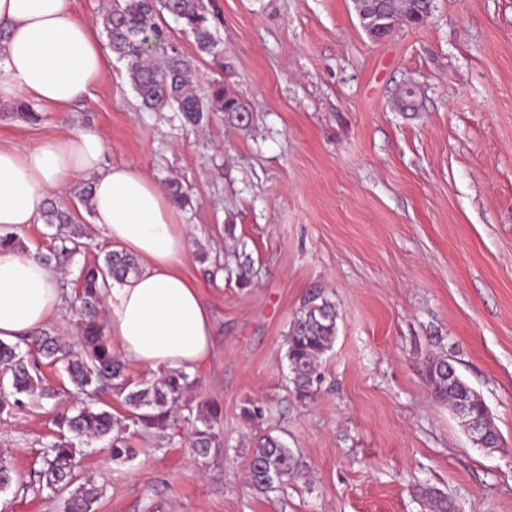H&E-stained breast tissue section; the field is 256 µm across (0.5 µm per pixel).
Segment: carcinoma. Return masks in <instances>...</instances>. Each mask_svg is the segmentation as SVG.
<instances>
[{"label": "carcinoma", "mask_w": 512, "mask_h": 512, "mask_svg": "<svg viewBox=\"0 0 512 512\" xmlns=\"http://www.w3.org/2000/svg\"><path fill=\"white\" fill-rule=\"evenodd\" d=\"M166 14L193 38L199 54L219 52L220 40L203 0H112L100 19L109 48L126 63L127 78L142 107L149 112H173L181 125L191 130L208 123L212 112L224 113L231 123H244L240 113L251 112L247 103L220 83L207 88L196 84L181 42L164 21ZM41 219L55 229L46 247L35 253L45 264L63 267L91 247L84 241L82 225L55 202H46ZM138 270L132 256L112 249L82 263L71 301L79 326V349L49 330L24 336L15 344L0 342V376L10 377L12 388L8 393L0 391V414L23 408L28 396L51 395L53 389L45 383L43 367L61 363L67 379L78 390L113 394L127 408L128 417H117L92 403L83 405L74 415L60 413L56 418L59 428L75 437L109 440L112 460L125 461L134 456L129 437L173 425L174 408L189 386L188 375L170 372L142 387L133 382L126 362L112 350L106 334L103 293L112 283ZM336 318V305L323 294L313 293L291 322L286 358L290 382L302 399L317 391L321 379L318 366L332 347ZM217 423L216 412H197L191 447L198 453L204 455L219 444ZM77 467L76 448L63 435L47 446L43 467L35 472L34 480L26 481L23 474L12 471L1 460L0 489L14 484L21 491L38 492L45 487L67 491V512H91L99 490L90 483H77ZM302 467L301 458L279 438L269 433L254 436L249 480L256 490L275 491L299 475Z\"/></svg>", "instance_id": "obj_1"}]
</instances>
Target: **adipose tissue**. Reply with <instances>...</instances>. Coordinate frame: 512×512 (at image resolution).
Here are the masks:
<instances>
[{
    "instance_id": "adipose-tissue-1",
    "label": "adipose tissue",
    "mask_w": 512,
    "mask_h": 512,
    "mask_svg": "<svg viewBox=\"0 0 512 512\" xmlns=\"http://www.w3.org/2000/svg\"><path fill=\"white\" fill-rule=\"evenodd\" d=\"M106 65L71 0H0V100L63 112L90 94ZM108 151L100 135L80 129L0 143V234L37 223L51 194L89 183L92 224L139 264L103 298L108 335L141 368L192 370L211 350L212 324L182 272L187 226L154 179L136 166L108 164ZM60 278L34 254L0 250V340L44 327L61 305Z\"/></svg>"
}]
</instances>
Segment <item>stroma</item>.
<instances>
[{
    "mask_svg": "<svg viewBox=\"0 0 512 512\" xmlns=\"http://www.w3.org/2000/svg\"><path fill=\"white\" fill-rule=\"evenodd\" d=\"M221 53L198 55V83L220 82L252 117L215 112L195 131L142 109L109 58L91 97L29 122L0 100V141L30 144L90 129L114 165L179 179L192 229L185 267L213 324L209 357L189 373L182 421L130 438L78 442L92 512H512V0H433L427 21L373 42L351 0H205ZM415 85L416 111L396 105ZM336 306V338L314 396L288 381L286 337L311 292ZM448 359L503 437L472 445L428 380ZM61 394L0 415V458L22 474L59 439ZM265 417L247 424L245 402ZM220 412V444L190 447L184 416ZM281 437L304 472L261 494L247 479L248 438ZM63 494L0 491V512H65Z\"/></svg>",
    "mask_w": 512,
    "mask_h": 512,
    "instance_id": "35a3bbf8",
    "label": "stroma"
}]
</instances>
